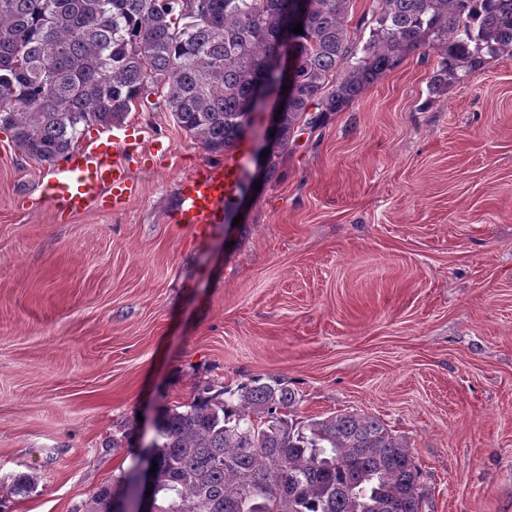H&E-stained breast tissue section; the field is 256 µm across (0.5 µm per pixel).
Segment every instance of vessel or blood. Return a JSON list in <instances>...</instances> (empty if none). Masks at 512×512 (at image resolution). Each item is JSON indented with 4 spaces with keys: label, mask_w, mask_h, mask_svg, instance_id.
<instances>
[{
    "label": "vessel or blood",
    "mask_w": 512,
    "mask_h": 512,
    "mask_svg": "<svg viewBox=\"0 0 512 512\" xmlns=\"http://www.w3.org/2000/svg\"><path fill=\"white\" fill-rule=\"evenodd\" d=\"M127 139L113 136L111 144L89 142L51 169L49 187L61 211L80 214L94 208L101 199L120 204L135 189L124 158ZM238 155L231 152L222 162L205 165L183 179L178 186L177 223L189 225L205 235L224 203L237 189Z\"/></svg>",
    "instance_id": "vessel-or-blood-1"
}]
</instances>
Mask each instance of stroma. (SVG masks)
Returning a JSON list of instances; mask_svg holds the SVG:
<instances>
[{"label": "stroma", "instance_id": "obj_1", "mask_svg": "<svg viewBox=\"0 0 512 512\" xmlns=\"http://www.w3.org/2000/svg\"><path fill=\"white\" fill-rule=\"evenodd\" d=\"M409 51L196 237L177 186L217 155L160 95L120 131L135 193L68 216L0 132V512H83L167 407L255 378L301 417L379 418L424 512H512V60L430 95ZM31 484L16 491L18 481Z\"/></svg>", "mask_w": 512, "mask_h": 512}]
</instances>
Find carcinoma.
I'll list each match as a JSON object with an SVG mask.
<instances>
[{
  "instance_id": "obj_1",
  "label": "carcinoma",
  "mask_w": 512,
  "mask_h": 512,
  "mask_svg": "<svg viewBox=\"0 0 512 512\" xmlns=\"http://www.w3.org/2000/svg\"><path fill=\"white\" fill-rule=\"evenodd\" d=\"M351 0H0V130L54 164L80 127H109L163 90L177 126L212 153L235 149L282 97L265 135L273 178L299 127L341 112L404 54L439 60L429 93L512 59V0H372L369 37ZM303 33L291 32L294 23ZM294 61L283 95L269 75L283 29ZM228 398H223V395ZM294 389L254 380L167 408L155 424V512H423L430 490L410 448L358 413L299 418ZM139 452L84 512L136 496Z\"/></svg>"
}]
</instances>
